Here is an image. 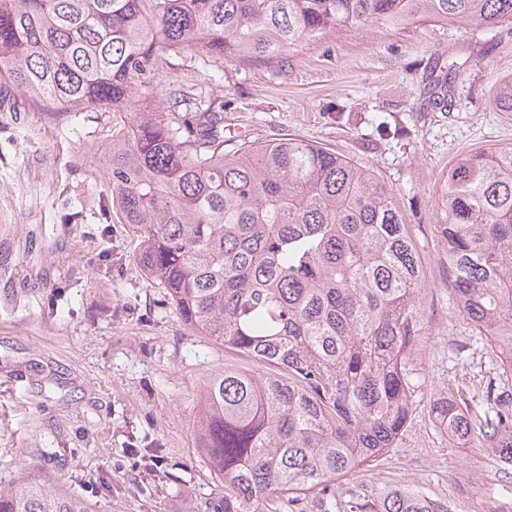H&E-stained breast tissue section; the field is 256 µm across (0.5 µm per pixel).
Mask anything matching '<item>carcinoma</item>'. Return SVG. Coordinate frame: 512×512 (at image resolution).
<instances>
[{
	"label": "carcinoma",
	"mask_w": 512,
	"mask_h": 512,
	"mask_svg": "<svg viewBox=\"0 0 512 512\" xmlns=\"http://www.w3.org/2000/svg\"><path fill=\"white\" fill-rule=\"evenodd\" d=\"M512 22V0H0V84L13 109L117 112L112 209L140 240L144 274L181 320L274 367L226 368L204 393L197 443L224 494L205 512H304L307 492L394 447L414 410L405 359L418 340L423 266L396 194L369 169L282 135L224 150V116L183 90L151 106L161 53L274 60L381 23ZM457 70L437 80L454 95ZM495 107L512 112V75ZM448 284L500 352L482 389L429 402L437 427L512 478V147L459 157L440 199ZM448 512L419 491H349L322 512ZM0 512H89L21 480Z\"/></svg>",
	"instance_id": "cac0c4a2"
}]
</instances>
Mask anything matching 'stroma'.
<instances>
[{
	"label": "stroma",
	"instance_id": "obj_1",
	"mask_svg": "<svg viewBox=\"0 0 512 512\" xmlns=\"http://www.w3.org/2000/svg\"><path fill=\"white\" fill-rule=\"evenodd\" d=\"M463 63L448 106L434 80ZM157 106L182 89L222 108L236 142L289 134L368 168L396 193L425 270L420 338L406 364L415 409L397 445L336 483L421 491L448 512H512L485 452L440 431L429 401L473 392L491 341L450 296L436 226L440 186L462 154L512 146L493 105L512 74V25H365L291 50L282 64L164 55ZM109 112L0 105V483L28 479L91 512H187L222 492L197 446L202 394L250 359L184 325L141 270L139 240L112 209ZM466 344L461 358L448 346Z\"/></svg>",
	"mask_w": 512,
	"mask_h": 512
}]
</instances>
